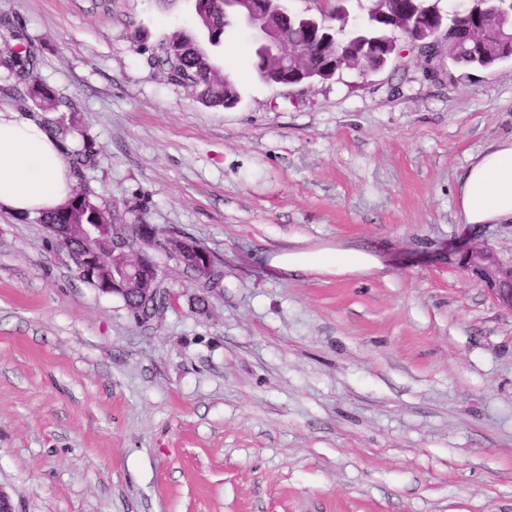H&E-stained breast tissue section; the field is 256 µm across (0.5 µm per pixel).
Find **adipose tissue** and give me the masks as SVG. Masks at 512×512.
<instances>
[{
  "label": "adipose tissue",
  "mask_w": 512,
  "mask_h": 512,
  "mask_svg": "<svg viewBox=\"0 0 512 512\" xmlns=\"http://www.w3.org/2000/svg\"><path fill=\"white\" fill-rule=\"evenodd\" d=\"M75 186L70 164L48 131L0 106V211L37 216L57 210ZM457 209L465 224L512 223V139L496 142L470 164ZM270 264L285 272L334 276L382 268L376 255L360 249L285 251L273 255Z\"/></svg>",
  "instance_id": "adipose-tissue-1"
}]
</instances>
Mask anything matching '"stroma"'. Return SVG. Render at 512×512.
Listing matches in <instances>:
<instances>
[{"instance_id":"obj_1","label":"stroma","mask_w":512,"mask_h":512,"mask_svg":"<svg viewBox=\"0 0 512 512\" xmlns=\"http://www.w3.org/2000/svg\"><path fill=\"white\" fill-rule=\"evenodd\" d=\"M75 102L91 187L128 224L203 243L202 290L137 324L32 219L0 213V486L16 512H512V312L460 262H512L511 224H462L472 159L512 138V61L262 82L227 28L210 106L148 61L193 0H0ZM359 248L369 276L286 273ZM204 296L197 305L196 296ZM270 264L284 272L334 276L366 275L383 268L376 255L360 249L285 251L273 255Z\"/></svg>"}]
</instances>
